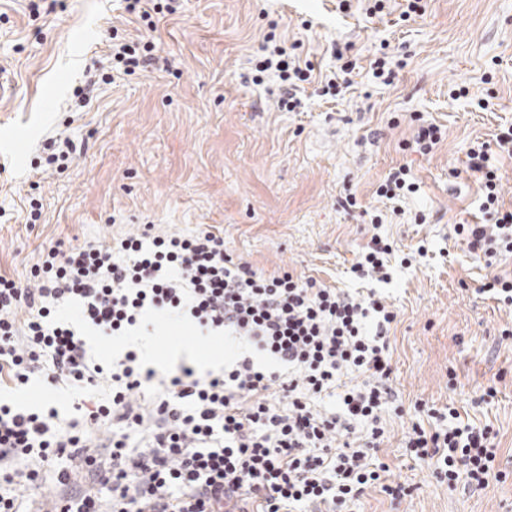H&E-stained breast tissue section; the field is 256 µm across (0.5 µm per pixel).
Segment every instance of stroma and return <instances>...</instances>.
<instances>
[{"label":"stroma","instance_id":"stroma-1","mask_svg":"<svg viewBox=\"0 0 512 512\" xmlns=\"http://www.w3.org/2000/svg\"><path fill=\"white\" fill-rule=\"evenodd\" d=\"M402 0L369 14L368 0H179L156 30L133 22L120 0H0V272L27 281L44 248L117 234L190 232L210 224L254 268H284L359 297L376 292L397 319L388 332L391 388L402 414L386 413L381 455L411 490L401 512H512V307L481 290L512 273L469 252L457 224H482L479 180L467 167L473 142H494L512 125V0H426L401 19ZM295 48L315 67L300 107L278 108L275 72L255 84L264 37ZM153 42L147 70L102 84L77 106L93 61L112 34ZM396 63L390 84L372 75L379 47ZM356 67L335 96L321 81L336 50ZM462 85L465 97L451 98ZM440 127L430 154L416 152L419 126ZM76 146L65 170L45 165L52 141ZM405 166L417 192L398 204L377 196ZM356 206L345 207L348 195ZM41 215L27 223L30 200ZM380 216L372 226V216ZM394 240L386 282L350 268L372 234ZM428 250L415 257L418 246ZM413 254L412 264L402 261ZM134 332L161 350L156 370L181 362L198 375L200 331L190 320L145 316ZM495 396H488L489 386ZM88 390L0 388V399L74 415ZM455 405L464 421L498 433L506 482L448 489L402 446L419 401Z\"/></svg>","mask_w":512,"mask_h":512}]
</instances>
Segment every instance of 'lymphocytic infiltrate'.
Segmentation results:
<instances>
[{
  "mask_svg": "<svg viewBox=\"0 0 512 512\" xmlns=\"http://www.w3.org/2000/svg\"><path fill=\"white\" fill-rule=\"evenodd\" d=\"M152 42L113 39L111 72L99 73L76 95L89 100L112 73L132 75L152 61ZM490 146L476 142L468 168L481 183L486 224H457L454 234L475 254L512 255V210ZM392 243L372 236L351 271L390 278ZM78 318L114 338L146 314L189 319L197 326L249 341L291 369L289 378L245 359L222 374L199 376L192 366L157 372L135 352L107 365L92 362L75 328ZM26 319H19V311ZM397 314L384 297L361 298L316 279L277 270L263 273L234 260L213 227L154 234L143 229L68 249L43 251L28 283L0 273V384L108 383L111 396L86 404L60 427L56 411L33 412L0 403V481L40 489L41 467L60 457L84 461L97 489L78 486L69 471L47 512H352L376 489L398 508L408 494L392 482L380 457L382 412L392 401L387 338ZM359 376L356 386L341 383ZM333 399L330 411L313 401ZM435 428L412 424L403 444L432 467L437 481L485 487L506 482L496 466L497 435L463 422L452 405L426 408ZM104 433L109 463H92Z\"/></svg>",
  "mask_w": 512,
  "mask_h": 512,
  "instance_id": "1",
  "label": "lymphocytic infiltrate"
}]
</instances>
